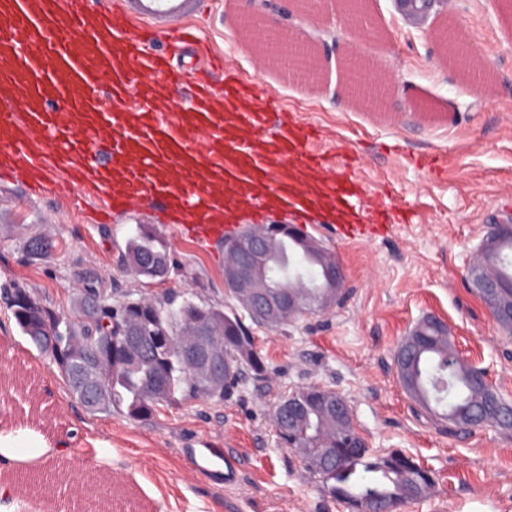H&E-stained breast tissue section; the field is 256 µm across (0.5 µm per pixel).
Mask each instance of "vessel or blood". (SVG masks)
<instances>
[{
    "instance_id": "1",
    "label": "vessel or blood",
    "mask_w": 512,
    "mask_h": 512,
    "mask_svg": "<svg viewBox=\"0 0 512 512\" xmlns=\"http://www.w3.org/2000/svg\"><path fill=\"white\" fill-rule=\"evenodd\" d=\"M0 0V175L32 184L51 172L91 183L120 211L159 197L191 240H218L235 212L279 208L336 216L339 239H368L399 212L348 173L328 175L316 130L225 71L213 88L151 42L178 46L198 0ZM111 94L116 111L102 105ZM191 468L224 473L220 446L186 451Z\"/></svg>"
}]
</instances>
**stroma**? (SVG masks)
Here are the masks:
<instances>
[{
  "mask_svg": "<svg viewBox=\"0 0 512 512\" xmlns=\"http://www.w3.org/2000/svg\"><path fill=\"white\" fill-rule=\"evenodd\" d=\"M240 0H204L192 18L202 50L156 49L173 64L220 53L243 79L262 88L303 122L321 129L316 142L329 168L351 171L370 193L393 190L405 219L371 240H337L336 222L317 213L304 232L342 265L338 305L275 330L254 328L270 372L220 403L192 400L133 422L121 412L87 411L49 356L19 331L0 300V436L19 457L0 456V481L53 471L52 481L5 503L7 512H48L66 491L69 512H350L324 494L298 453L279 446L269 414L281 396L316 386L348 402L356 428L381 455L400 450L431 471L429 493L400 512H512V431L487 426L454 437L408 397L393 361L422 318L447 324L460 358L485 371L512 403V334L470 287L468 265L500 211H512V6L507 0H454V23L473 56H489L479 86L448 60V49L401 15L395 0H367L354 28L306 19L292 0H266L284 28L317 39L322 79L305 84L275 68L258 71L239 31ZM358 47L368 67L392 83L378 110L350 104L341 60ZM103 195H38L22 182L0 181V286L32 288L57 311L68 310L83 283L94 281L118 303L175 292L194 303L229 307L222 241L197 243L164 223L152 202L133 205L111 223H92ZM142 224L155 227L169 253L164 281L135 277L126 245ZM41 237L50 251L31 257ZM66 443L67 456L33 455L32 435ZM220 443L228 474L192 475L184 451Z\"/></svg>",
  "mask_w": 512,
  "mask_h": 512,
  "instance_id": "35a3bbf8",
  "label": "stroma"
}]
</instances>
